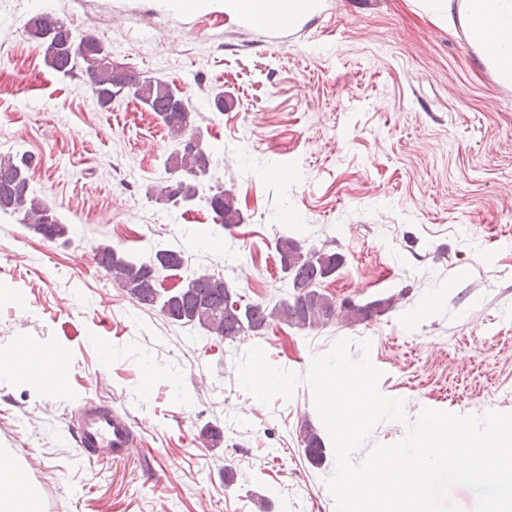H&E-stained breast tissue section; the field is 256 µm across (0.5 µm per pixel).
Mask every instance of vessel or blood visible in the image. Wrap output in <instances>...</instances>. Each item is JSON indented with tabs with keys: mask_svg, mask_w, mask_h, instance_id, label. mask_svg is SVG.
I'll use <instances>...</instances> for the list:
<instances>
[{
	"mask_svg": "<svg viewBox=\"0 0 512 512\" xmlns=\"http://www.w3.org/2000/svg\"><path fill=\"white\" fill-rule=\"evenodd\" d=\"M76 416L75 435L79 448L119 458L133 446L130 425L111 408L87 404L77 410Z\"/></svg>",
	"mask_w": 512,
	"mask_h": 512,
	"instance_id": "1",
	"label": "vessel or blood"
}]
</instances>
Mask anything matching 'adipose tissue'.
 Segmentation results:
<instances>
[{
    "label": "adipose tissue",
    "instance_id": "1",
    "mask_svg": "<svg viewBox=\"0 0 512 512\" xmlns=\"http://www.w3.org/2000/svg\"><path fill=\"white\" fill-rule=\"evenodd\" d=\"M313 0H224L225 7L248 21H259L269 26L294 20L309 8ZM471 30L483 55L493 62L502 80L512 82V0H467ZM62 356L46 355L39 347L23 344L12 363L14 374L27 379L45 378L48 369L61 368ZM8 487V494H0V512H42L38 494L20 483L14 457L0 451V487Z\"/></svg>",
    "mask_w": 512,
    "mask_h": 512
}]
</instances>
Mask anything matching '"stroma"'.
<instances>
[{
  "label": "stroma",
  "instance_id": "stroma-1",
  "mask_svg": "<svg viewBox=\"0 0 512 512\" xmlns=\"http://www.w3.org/2000/svg\"><path fill=\"white\" fill-rule=\"evenodd\" d=\"M48 3L113 62L190 95L210 175L244 221L227 230L203 203L152 201L165 127L129 99L101 109L46 65L25 31L29 0L0 6V154L31 157V185L70 229L49 242L0 216V448L41 461L31 485L45 512H335L334 453L316 463L302 443L324 429L309 386L268 406L239 386L236 363L256 345L303 377L336 340L370 339L379 390L408 421L512 412V83L473 41L465 0H318L277 26L222 0ZM285 224L343 255L329 294L393 295L394 308L227 344L141 308L95 262L103 243L141 258L174 248L188 265L165 287L204 270L268 302L287 291ZM22 342L64 355L53 391L11 374ZM87 402L129 419L128 455L78 447L71 417ZM205 426L221 444L200 440Z\"/></svg>",
  "mask_w": 512,
  "mask_h": 512
}]
</instances>
